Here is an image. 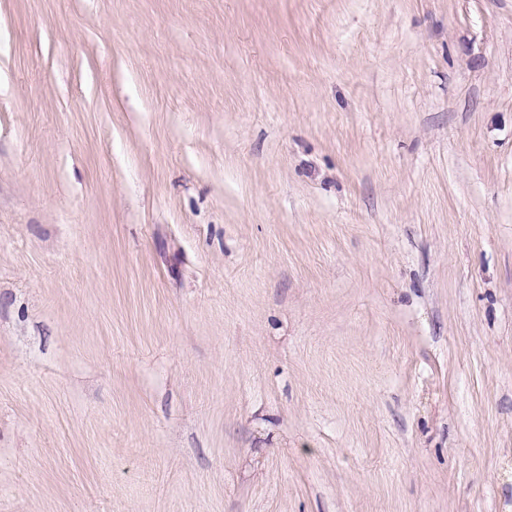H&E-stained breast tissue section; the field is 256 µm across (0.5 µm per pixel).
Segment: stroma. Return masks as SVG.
<instances>
[{
  "label": "stroma",
  "instance_id": "stroma-1",
  "mask_svg": "<svg viewBox=\"0 0 512 512\" xmlns=\"http://www.w3.org/2000/svg\"><path fill=\"white\" fill-rule=\"evenodd\" d=\"M0 512H512V0H0Z\"/></svg>",
  "mask_w": 512,
  "mask_h": 512
}]
</instances>
